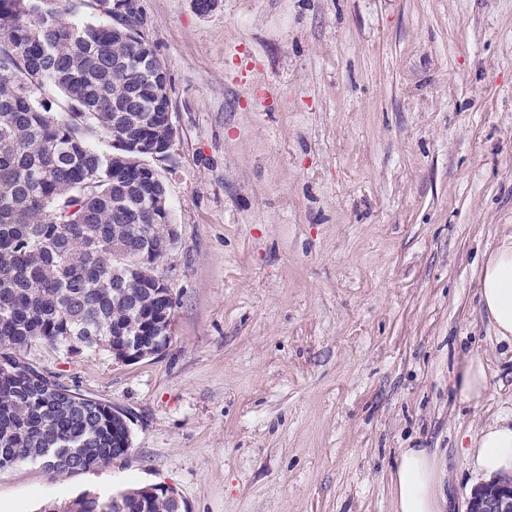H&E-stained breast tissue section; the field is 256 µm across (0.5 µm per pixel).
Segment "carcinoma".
Segmentation results:
<instances>
[{
	"label": "carcinoma",
	"mask_w": 512,
	"mask_h": 512,
	"mask_svg": "<svg viewBox=\"0 0 512 512\" xmlns=\"http://www.w3.org/2000/svg\"><path fill=\"white\" fill-rule=\"evenodd\" d=\"M126 0H0V471L43 448L52 476L124 451L123 423L41 375L24 352L67 355L162 336L169 288L149 275L173 223L161 174L145 162L168 135L170 86ZM69 20H64V15ZM85 493L61 512H178L174 497Z\"/></svg>",
	"instance_id": "obj_1"
}]
</instances>
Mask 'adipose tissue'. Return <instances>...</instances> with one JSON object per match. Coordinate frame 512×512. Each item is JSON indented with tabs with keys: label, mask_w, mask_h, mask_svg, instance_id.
Instances as JSON below:
<instances>
[{
	"label": "adipose tissue",
	"mask_w": 512,
	"mask_h": 512,
	"mask_svg": "<svg viewBox=\"0 0 512 512\" xmlns=\"http://www.w3.org/2000/svg\"><path fill=\"white\" fill-rule=\"evenodd\" d=\"M479 294L498 337L512 341V235L485 259ZM466 454L473 471L484 481L512 476V413L484 425ZM391 483L396 512H443L446 498L429 449H402Z\"/></svg>",
	"instance_id": "obj_1"
}]
</instances>
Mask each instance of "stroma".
Listing matches in <instances>:
<instances>
[{"instance_id": "stroma-1", "label": "stroma", "mask_w": 512, "mask_h": 512, "mask_svg": "<svg viewBox=\"0 0 512 512\" xmlns=\"http://www.w3.org/2000/svg\"><path fill=\"white\" fill-rule=\"evenodd\" d=\"M172 87L162 353L27 356L125 412L127 457L0 471V505L164 483L187 512H395L400 449L448 499L512 412L483 257L512 234V0H141ZM480 355L490 392L454 387Z\"/></svg>"}]
</instances>
